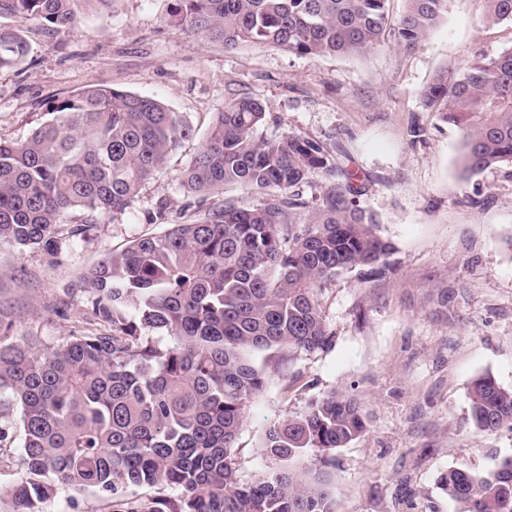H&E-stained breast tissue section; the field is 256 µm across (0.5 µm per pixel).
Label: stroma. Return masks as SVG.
Instances as JSON below:
<instances>
[{"instance_id": "35a3bbf8", "label": "stroma", "mask_w": 512, "mask_h": 512, "mask_svg": "<svg viewBox=\"0 0 512 512\" xmlns=\"http://www.w3.org/2000/svg\"><path fill=\"white\" fill-rule=\"evenodd\" d=\"M169 8L170 0H115L108 16H82L63 33L40 19L0 17L29 45L23 63L0 70L1 139H26L58 101L97 85L159 100L195 131L125 212L89 238L61 233L52 251L0 247V322L10 342L56 347L96 330L81 281L87 268L226 200L257 202L258 194L228 187L201 200L180 178L225 100L261 99L270 111L264 135L297 134L336 150L393 250L386 275L344 272L319 291L335 335L330 350L266 360L265 384L237 438V477L247 483L267 468L259 445L271 423L336 390L357 398L367 417L366 432L334 453L338 512H458L440 477L512 455V429L481 432L469 418L477 377L512 389V164L461 180L460 132L424 110L421 93L440 72L458 75L474 59L512 49V22L486 24L479 0H450L415 49L389 39L360 54L311 59L271 47L225 49L165 26ZM22 437L19 412L0 419V512H13ZM115 503L63 488L43 510L115 512Z\"/></svg>"}]
</instances>
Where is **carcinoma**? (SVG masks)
Returning a JSON list of instances; mask_svg holds the SVG:
<instances>
[{"label":"carcinoma","mask_w":512,"mask_h":512,"mask_svg":"<svg viewBox=\"0 0 512 512\" xmlns=\"http://www.w3.org/2000/svg\"><path fill=\"white\" fill-rule=\"evenodd\" d=\"M114 0H0V15L39 18L67 31ZM165 24L224 44L270 45L300 56L353 55L393 36L412 49L448 13L450 0H407L398 21L388 0H171ZM488 24L512 21V0H480ZM29 48L18 29L0 28V69ZM426 110L460 129L461 178L512 163V50L482 58L459 76L441 72L422 91ZM52 118L22 142L0 139V246L57 245L73 213L72 236L125 211L168 156L194 136L158 100L107 86L57 102ZM268 107L234 97L181 175L188 192L224 187L260 194L226 202L189 224L135 240L88 269L104 329L55 348H21L0 336V413L20 410L24 437L18 512H42L58 487L114 498L130 486L167 485L177 500L150 512H336L333 452L366 430L358 400L331 391L265 432L273 466L237 480L236 440L264 385L257 358L324 351L333 332L318 291L346 270L381 276L392 245L376 213L359 205L353 174L321 142L262 136ZM328 175L309 202L295 188ZM135 314H127L128 308ZM174 338L167 346L150 333ZM470 419L482 432L512 429V389L474 380ZM318 464L304 463L307 454ZM440 483L459 512H512V456L481 472L450 470Z\"/></svg>","instance_id":"carcinoma-1"}]
</instances>
